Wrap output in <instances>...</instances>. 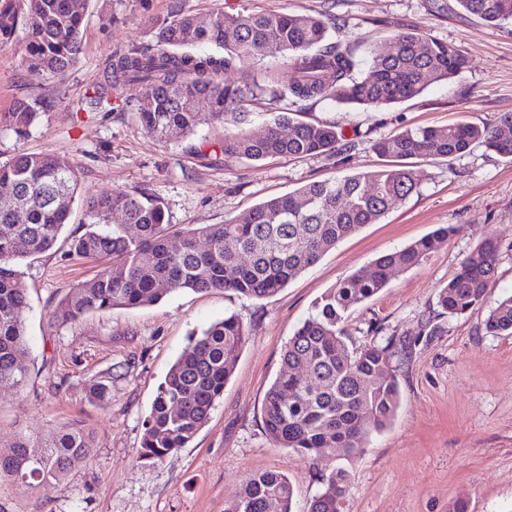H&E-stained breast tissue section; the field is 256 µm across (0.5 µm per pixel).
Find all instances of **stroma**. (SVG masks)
<instances>
[{"label":"stroma","instance_id":"stroma-1","mask_svg":"<svg viewBox=\"0 0 512 512\" xmlns=\"http://www.w3.org/2000/svg\"><path fill=\"white\" fill-rule=\"evenodd\" d=\"M446 3L440 11L432 0H84L82 50L65 74L29 67L25 38L0 49V113L19 99L39 103L26 137L0 131V161L25 150L78 163L74 228L84 222L83 198L143 187L165 200L175 224L245 216L269 197L372 168L377 158L370 140L512 112V21L490 27L461 11L457 0ZM179 5L319 11L329 19L332 41L353 46L366 40L378 52L388 50L395 33L414 29L451 43L469 64L453 81L394 106L306 105L303 119L336 125L354 142L341 160L318 155L246 163L215 156L207 148L223 130L207 125L189 142L164 147L135 122L132 89L111 88L108 112L90 111L86 96L114 55L152 43L155 20ZM414 169L418 194L263 300L178 290L150 306L92 313L58 328L49 324L52 310L103 260L69 257L58 248L24 265L30 375L23 388L0 385V443L21 432L47 437L78 426L90 433L93 453L62 482L35 490L0 486V505L7 512H224L250 473L274 470L288 477L296 512H303L323 489L319 474L331 472L335 462L310 463L274 447L263 431L264 397L282 351L329 288L447 224L456 228L447 241L420 265L396 272L344 322L349 344L396 336L408 347L397 360L399 407L386 429L368 436L365 453L350 467L342 512H449L459 500L469 512H512V336L489 335L483 326L487 309L512 294V158L479 149L452 161L418 160ZM488 237L502 248L483 310L442 315L441 286ZM233 312L245 317L249 340L209 422L188 447L155 464L140 461L143 421L159 384L191 336ZM425 318L438 326L436 335L422 334ZM96 382L110 388L104 400L89 396Z\"/></svg>","mask_w":512,"mask_h":512}]
</instances>
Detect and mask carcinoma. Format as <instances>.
Wrapping results in <instances>:
<instances>
[{"mask_svg":"<svg viewBox=\"0 0 512 512\" xmlns=\"http://www.w3.org/2000/svg\"><path fill=\"white\" fill-rule=\"evenodd\" d=\"M467 13L492 25L512 19V0H457ZM82 13L75 0H0V49L26 31L29 66L64 74L81 53ZM329 27L315 13H226L177 11L156 28L151 45L114 56L103 83L90 96L105 109L107 89L147 86L132 98L137 121L163 146L181 142L203 124L224 126V138L210 147L226 158L260 161L271 157L337 155L336 126L298 120L290 111L301 102L383 107L410 100L446 83L468 67L453 45L416 32L393 35L390 54L369 51L368 72H359L357 47L328 42ZM208 45L211 53L197 47ZM281 62L262 65L271 52ZM258 67L252 82L236 84L224 74ZM292 72V79L284 74ZM269 98L281 113L261 125L251 105ZM206 100L210 111L200 112ZM36 104L18 103L0 113V127L27 134ZM482 148L512 158V113L492 122L404 129L370 141L382 160L375 169L306 184L268 198L242 219L222 224L170 222L165 200L144 187L115 190L85 201V231L67 236L68 255L101 258L110 265L74 286L51 312V323L74 324L92 312L152 305L172 291L233 292L252 299L273 296L326 253L394 205L420 192L410 160H449ZM80 185L79 167L57 155L18 152L0 164V384L25 385L27 340L21 312L26 260L52 250L69 224ZM119 213L123 223H110ZM456 231L448 225L407 246L378 256L367 273L338 282L316 303L288 339L281 369L263 403V430L278 448L317 460L332 456L341 466L322 477L325 489L306 512L342 507L348 466L364 452L372 431L384 430L399 405L394 374L397 344L369 342L349 348L345 316L385 288L394 272L420 264ZM500 243L486 239L466 254L438 294L442 313L461 316L481 308L495 278ZM493 336L512 335V295L500 299L483 321ZM249 339L239 313H231L191 338L172 364L144 422L139 458L161 461L187 447L207 424L215 403ZM92 447L81 428H62L49 439L19 434L0 449V482L35 489L64 480L86 462ZM294 489L274 471L248 476L225 512H265L275 501L294 512Z\"/></svg>","mask_w":512,"mask_h":512,"instance_id":"1","label":"carcinoma"}]
</instances>
